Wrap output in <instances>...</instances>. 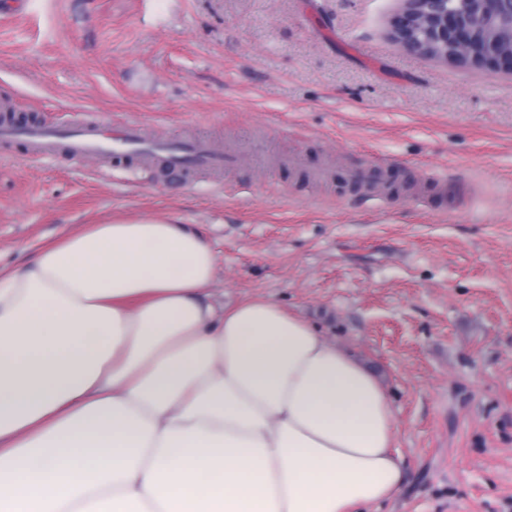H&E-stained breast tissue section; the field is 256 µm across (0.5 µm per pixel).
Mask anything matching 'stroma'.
<instances>
[{
    "label": "stroma",
    "mask_w": 512,
    "mask_h": 512,
    "mask_svg": "<svg viewBox=\"0 0 512 512\" xmlns=\"http://www.w3.org/2000/svg\"><path fill=\"white\" fill-rule=\"evenodd\" d=\"M0 0V99L139 120L227 168L0 143V267L115 217H171L211 293L301 315L386 387L404 480L367 512H512V74L415 56L399 0Z\"/></svg>",
    "instance_id": "stroma-1"
}]
</instances>
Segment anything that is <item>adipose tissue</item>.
Returning a JSON list of instances; mask_svg holds the SVG:
<instances>
[{
    "mask_svg": "<svg viewBox=\"0 0 512 512\" xmlns=\"http://www.w3.org/2000/svg\"><path fill=\"white\" fill-rule=\"evenodd\" d=\"M216 254L115 218L0 271V512H357L395 497L387 392Z\"/></svg>",
    "mask_w": 512,
    "mask_h": 512,
    "instance_id": "1",
    "label": "adipose tissue"
}]
</instances>
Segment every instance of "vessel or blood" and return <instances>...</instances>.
<instances>
[{"instance_id":"b4317fda","label":"vessel or blood","mask_w":512,"mask_h":512,"mask_svg":"<svg viewBox=\"0 0 512 512\" xmlns=\"http://www.w3.org/2000/svg\"><path fill=\"white\" fill-rule=\"evenodd\" d=\"M144 142L143 129L140 122L136 120L127 121L119 129L98 126L66 133L45 130L30 134L26 156L37 160L65 145L76 152L113 157L139 153ZM145 155L147 160L154 164L180 169L221 168L234 163L232 156L213 151L203 141H195L180 147L161 144L156 146L153 152Z\"/></svg>"}]
</instances>
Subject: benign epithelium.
I'll return each instance as SVG.
<instances>
[{
    "instance_id": "1",
    "label": "benign epithelium",
    "mask_w": 512,
    "mask_h": 512,
    "mask_svg": "<svg viewBox=\"0 0 512 512\" xmlns=\"http://www.w3.org/2000/svg\"><path fill=\"white\" fill-rule=\"evenodd\" d=\"M390 38L425 59L512 74V0H402Z\"/></svg>"
}]
</instances>
